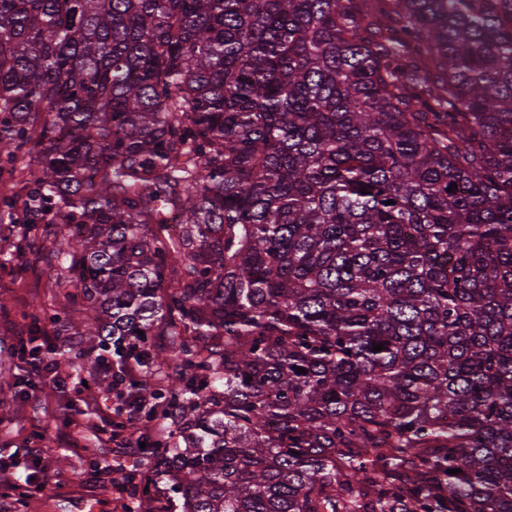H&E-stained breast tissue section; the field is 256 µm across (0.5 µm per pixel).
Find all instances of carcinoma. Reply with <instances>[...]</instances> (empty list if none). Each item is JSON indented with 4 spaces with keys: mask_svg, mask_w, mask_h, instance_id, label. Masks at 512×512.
I'll return each mask as SVG.
<instances>
[{
    "mask_svg": "<svg viewBox=\"0 0 512 512\" xmlns=\"http://www.w3.org/2000/svg\"><path fill=\"white\" fill-rule=\"evenodd\" d=\"M378 2L0 0V224L85 313L21 317L181 499L126 512H512V0Z\"/></svg>",
    "mask_w": 512,
    "mask_h": 512,
    "instance_id": "carcinoma-1",
    "label": "carcinoma"
}]
</instances>
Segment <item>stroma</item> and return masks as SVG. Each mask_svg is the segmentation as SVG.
Returning a JSON list of instances; mask_svg holds the SVG:
<instances>
[{"instance_id": "35a3bbf8", "label": "stroma", "mask_w": 512, "mask_h": 512, "mask_svg": "<svg viewBox=\"0 0 512 512\" xmlns=\"http://www.w3.org/2000/svg\"><path fill=\"white\" fill-rule=\"evenodd\" d=\"M54 266L30 267L22 256L0 270V299L7 309L0 312V382L10 390L0 399V448L13 452L8 467L0 468V495H7L10 512H72L74 503H84V512H124L129 488L121 487L122 473L130 468L145 472L148 459L127 455L112 441L111 422L102 420L84 382L82 337L70 336L53 372L36 391L24 384V358L13 346L20 313L29 298L44 293ZM108 455L118 471L98 475L93 471L97 456ZM45 465L50 481L34 491L28 479L35 464Z\"/></svg>"}]
</instances>
